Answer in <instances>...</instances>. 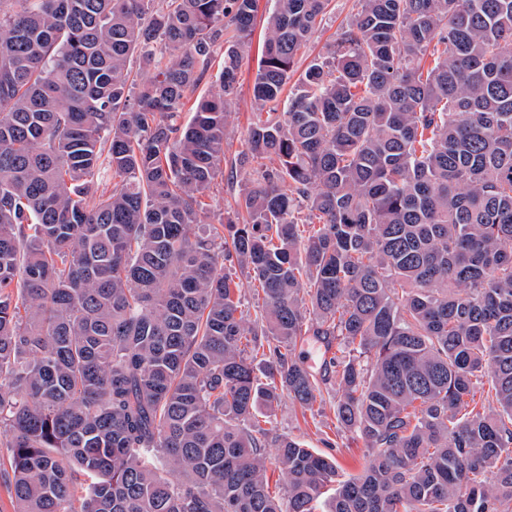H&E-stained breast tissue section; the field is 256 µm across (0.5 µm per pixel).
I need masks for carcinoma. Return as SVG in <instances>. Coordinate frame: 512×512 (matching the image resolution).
Listing matches in <instances>:
<instances>
[{
	"label": "carcinoma",
	"mask_w": 512,
	"mask_h": 512,
	"mask_svg": "<svg viewBox=\"0 0 512 512\" xmlns=\"http://www.w3.org/2000/svg\"><path fill=\"white\" fill-rule=\"evenodd\" d=\"M269 2L253 178L200 235L258 0H0L15 512H512V0H361L300 73L330 0ZM327 386L354 475L258 417ZM235 282L238 283V287L240 288L244 315L249 320H253L255 318V310L257 309L256 307L262 304L263 294L260 289L259 292L254 290L253 280L249 274H247V272H240L238 270Z\"/></svg>",
	"instance_id": "1"
}]
</instances>
